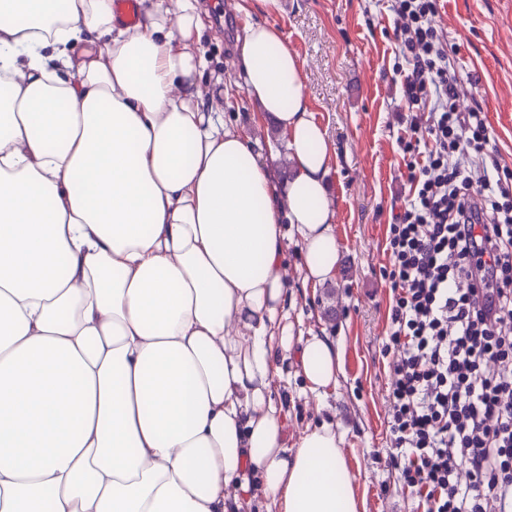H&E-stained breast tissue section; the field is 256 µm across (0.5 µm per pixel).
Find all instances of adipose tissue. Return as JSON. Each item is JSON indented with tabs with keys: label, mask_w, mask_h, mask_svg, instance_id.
Segmentation results:
<instances>
[{
	"label": "adipose tissue",
	"mask_w": 512,
	"mask_h": 512,
	"mask_svg": "<svg viewBox=\"0 0 512 512\" xmlns=\"http://www.w3.org/2000/svg\"><path fill=\"white\" fill-rule=\"evenodd\" d=\"M0 0V512H358L342 437L295 444L273 384L319 397L339 351L297 334L338 269L334 148L275 25L238 37L284 135L280 178L196 76L197 0Z\"/></svg>",
	"instance_id": "obj_1"
}]
</instances>
